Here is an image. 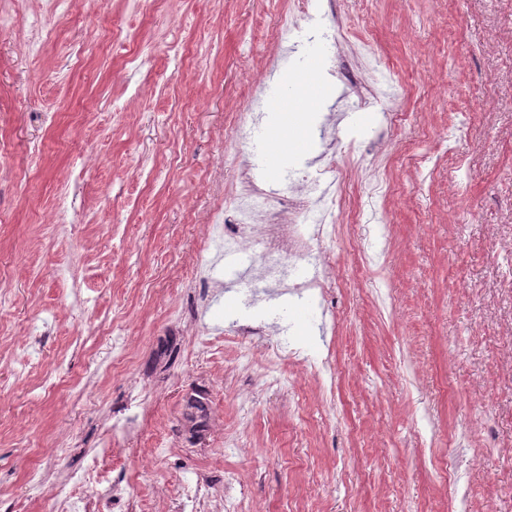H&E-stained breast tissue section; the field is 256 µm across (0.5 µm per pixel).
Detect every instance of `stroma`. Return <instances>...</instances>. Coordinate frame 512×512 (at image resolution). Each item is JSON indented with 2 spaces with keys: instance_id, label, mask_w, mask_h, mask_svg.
<instances>
[{
  "instance_id": "obj_1",
  "label": "stroma",
  "mask_w": 512,
  "mask_h": 512,
  "mask_svg": "<svg viewBox=\"0 0 512 512\" xmlns=\"http://www.w3.org/2000/svg\"><path fill=\"white\" fill-rule=\"evenodd\" d=\"M335 3L315 22L347 35L364 79L351 108L322 43L273 41L293 0H0V512H40L140 390L139 445L169 456L108 468L133 493L230 474L248 512H456L454 469L475 512H512V42L493 39L512 0ZM314 71L288 102L314 115L306 149L265 172L276 134L258 111L252 174L286 188L332 121L363 224L338 225L325 300L273 288L243 315L245 260L214 255L211 288L189 264L208 244L206 181L232 194L218 163L251 91L268 102ZM382 224L400 245L363 265L349 240ZM234 318L262 335L225 331ZM284 335L333 358V395L297 362L270 368Z\"/></svg>"
}]
</instances>
